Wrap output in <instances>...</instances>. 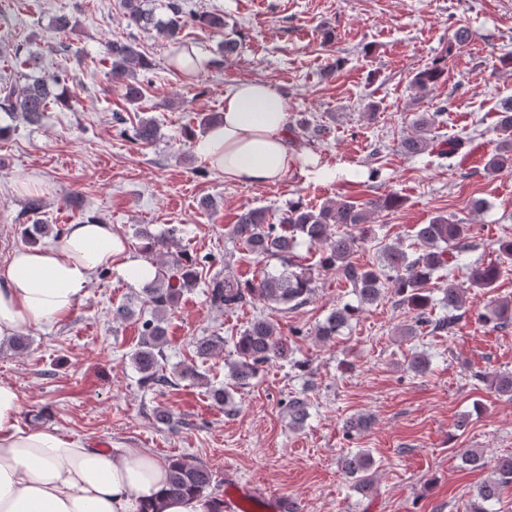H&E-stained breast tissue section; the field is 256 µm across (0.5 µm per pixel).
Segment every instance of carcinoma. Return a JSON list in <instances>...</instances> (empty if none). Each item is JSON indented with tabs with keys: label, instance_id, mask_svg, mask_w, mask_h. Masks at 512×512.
<instances>
[{
	"label": "carcinoma",
	"instance_id": "carcinoma-1",
	"mask_svg": "<svg viewBox=\"0 0 512 512\" xmlns=\"http://www.w3.org/2000/svg\"><path fill=\"white\" fill-rule=\"evenodd\" d=\"M128 26L136 29H154L159 35L180 49H190L181 36L188 27H200L216 35L224 34V15L216 12L187 11L183 0H169L167 18L157 17L145 7V0H122ZM106 54L112 58V78L121 82L125 99L137 103L144 96V85L137 81L138 69H150V62L141 53L133 39L114 40L106 45ZM439 63L419 70L413 84L426 92L443 77ZM69 79L65 70L47 80L34 79L21 87L0 88V111L34 124L44 116L51 104L65 101L63 86ZM438 116L436 112L414 113L413 132L400 142V150L407 156L425 152L447 160L459 153L464 145L460 138L436 141L431 136ZM158 124L153 118H141L134 128V138L142 144H151L158 137ZM497 148L485 164L490 174L512 172V98L505 99L495 124ZM401 197L391 192L384 196L358 203L352 200L329 201L312 208L302 200L288 203V210L273 220L265 208H248L237 214L229 235L241 243L259 262L276 260L280 270L261 272L242 279L231 273L216 274L207 283V297L212 305L226 311L235 310L252 300L280 306L285 310L297 309L308 302L316 288L315 272L335 270L352 288L358 304L343 303L334 308L315 329V336L326 341L339 335L349 321L366 305L379 301L389 293L396 303L412 313L411 322L402 326L400 335L413 338L430 327L432 331L452 334L463 318L467 290L477 288L490 293L496 287L503 266L512 261V240L499 243V260L488 265L474 264L467 279L461 283L448 279L442 297H434L432 285L445 278V271L454 267L459 254L469 247L474 238V226L443 215L433 217L427 224H418L414 239L422 246L413 252L400 246L385 244L378 247V262L357 264L352 261L359 248L376 240L371 215L377 210H390L401 206ZM177 229L154 233L146 226L135 230L140 250L152 257L167 256L169 260L157 266L153 281L140 288L141 306L134 310L131 304H120L112 310V318L127 320L135 316L141 320L140 341L131 354V362L140 374L139 385L151 390L167 386L172 379L163 373V348L167 329L165 315L174 309L183 291L195 286L199 279L202 260L183 251H172L177 246ZM319 248L316 263L304 265L295 253L298 239ZM439 315H433L434 309ZM477 320L504 328L512 324V300H492L478 312ZM221 336H203L195 342L196 354L207 358L223 349ZM236 358L225 362V383L209 388V397L220 406L230 400V390L252 383L261 368L272 360H282L299 371L308 368L304 360L294 358V349L266 317L254 318L234 341ZM288 415L293 426H301L309 415L306 398L294 396L288 400ZM461 461L471 468L491 467L492 475L476 489L469 501L467 512H493V506L503 491L512 487V456L504 455L493 462L485 460L483 453L466 450ZM374 460L367 452L348 453L341 457V469L355 483V488L366 495L376 492L371 469ZM213 484V473L204 465L191 464L183 458L168 463V492L203 495Z\"/></svg>",
	"mask_w": 512,
	"mask_h": 512
}]
</instances>
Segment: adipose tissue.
Here are the masks:
<instances>
[{
    "instance_id": "ef3b65f1",
    "label": "adipose tissue",
    "mask_w": 512,
    "mask_h": 512,
    "mask_svg": "<svg viewBox=\"0 0 512 512\" xmlns=\"http://www.w3.org/2000/svg\"><path fill=\"white\" fill-rule=\"evenodd\" d=\"M224 120L195 141V151L226 181L283 179L303 156L288 140L284 96L266 82L243 81L224 93ZM135 282L156 268L130 252L112 225H66L51 246H23L0 264V340L67 318L95 271ZM22 398L0 381V512H221L220 502L166 497L165 464L144 448H100L55 430L19 425Z\"/></svg>"
}]
</instances>
